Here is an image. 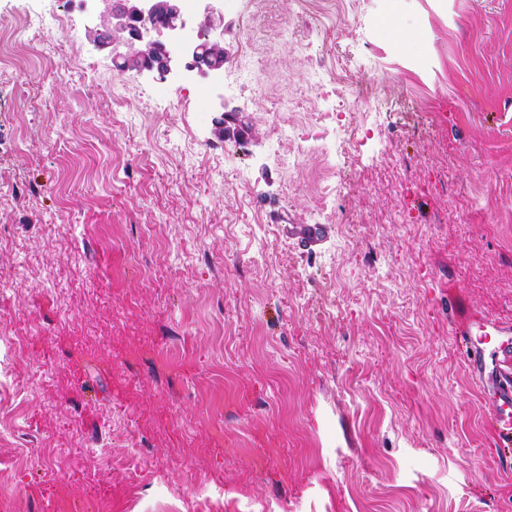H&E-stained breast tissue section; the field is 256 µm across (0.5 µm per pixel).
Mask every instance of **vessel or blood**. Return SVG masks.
Returning a JSON list of instances; mask_svg holds the SVG:
<instances>
[{"label": "vessel or blood", "instance_id": "b4317fda", "mask_svg": "<svg viewBox=\"0 0 512 512\" xmlns=\"http://www.w3.org/2000/svg\"><path fill=\"white\" fill-rule=\"evenodd\" d=\"M466 368L488 407L487 425L512 438V324L473 314L455 321Z\"/></svg>", "mask_w": 512, "mask_h": 512}]
</instances>
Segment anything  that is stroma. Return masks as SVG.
Instances as JSON below:
<instances>
[{
    "label": "stroma",
    "instance_id": "obj_1",
    "mask_svg": "<svg viewBox=\"0 0 512 512\" xmlns=\"http://www.w3.org/2000/svg\"><path fill=\"white\" fill-rule=\"evenodd\" d=\"M82 4L0 0L12 512H512L448 326L512 323V0H224L177 85Z\"/></svg>",
    "mask_w": 512,
    "mask_h": 512
}]
</instances>
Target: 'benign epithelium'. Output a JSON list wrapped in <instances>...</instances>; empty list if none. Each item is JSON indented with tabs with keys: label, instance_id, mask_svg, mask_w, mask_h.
Segmentation results:
<instances>
[{
	"label": "benign epithelium",
	"instance_id": "benign-epithelium-1",
	"mask_svg": "<svg viewBox=\"0 0 512 512\" xmlns=\"http://www.w3.org/2000/svg\"><path fill=\"white\" fill-rule=\"evenodd\" d=\"M104 6L106 23L117 38L93 36L100 49H109L121 58L124 69L134 70L153 80L177 83L189 79L214 80L222 67L206 58L224 49L219 38H209L210 30L224 23V0H89ZM198 26L197 37L185 34L188 14ZM167 17L162 25L150 20ZM124 46L121 53L117 48Z\"/></svg>",
	"mask_w": 512,
	"mask_h": 512
}]
</instances>
